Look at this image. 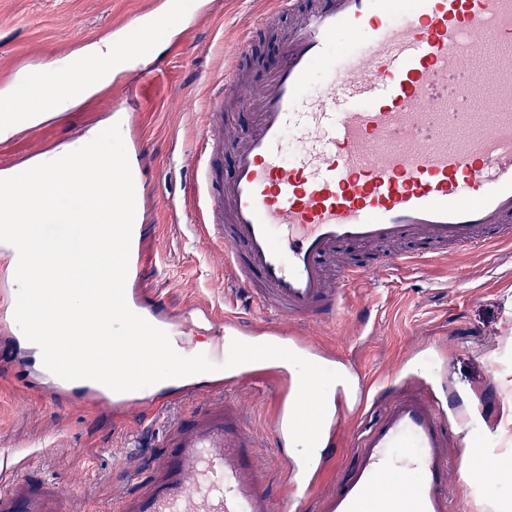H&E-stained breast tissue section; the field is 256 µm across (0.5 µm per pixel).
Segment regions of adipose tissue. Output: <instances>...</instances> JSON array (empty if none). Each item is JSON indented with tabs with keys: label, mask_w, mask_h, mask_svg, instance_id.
<instances>
[{
	"label": "adipose tissue",
	"mask_w": 512,
	"mask_h": 512,
	"mask_svg": "<svg viewBox=\"0 0 512 512\" xmlns=\"http://www.w3.org/2000/svg\"><path fill=\"white\" fill-rule=\"evenodd\" d=\"M88 55L100 62L93 73L76 72L59 79L52 72L43 70L33 74L30 89L36 96L51 99L64 109L102 92L115 79L120 64L125 61L124 53L106 39L92 46Z\"/></svg>",
	"instance_id": "obj_1"
}]
</instances>
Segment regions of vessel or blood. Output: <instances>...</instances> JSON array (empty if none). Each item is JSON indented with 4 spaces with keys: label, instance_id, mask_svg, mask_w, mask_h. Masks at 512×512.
I'll use <instances>...</instances> for the list:
<instances>
[{
    "label": "vessel or blood",
    "instance_id": "1",
    "mask_svg": "<svg viewBox=\"0 0 512 512\" xmlns=\"http://www.w3.org/2000/svg\"><path fill=\"white\" fill-rule=\"evenodd\" d=\"M294 15L282 43V63L254 90L250 129L224 135V103L236 93L248 40L231 50L223 97L207 114L198 159L210 234L223 245L224 269L258 309L262 323L243 325L211 306L181 311L148 298L155 264L135 217L125 297L129 308L167 332L190 355L189 319L240 335L250 344L286 347L322 366L332 354L287 334L281 320L335 319L348 290L366 274L347 266L329 277L327 257L344 246L405 244L389 265L413 262L418 251L485 250L512 243V0H274ZM164 5L144 13L116 38L130 57L148 54L147 33L163 35ZM137 90L127 87L113 120L129 159L142 153L133 129ZM486 102L484 112L472 111ZM231 151L234 171L221 179L216 158ZM18 253L0 250V343L8 370L33 365L32 379L52 396L96 408L116 421L133 407L155 414L196 397L274 378L281 386L271 434L292 442L290 418L299 375L276 359L243 364L236 375L216 371L115 392L91 380L50 372L42 352L14 317ZM465 419L427 392L401 387L375 421L357 432L353 465L324 498L323 512H449L448 448ZM342 418L326 400L319 447L333 446ZM170 453L152 488L118 512H262L263 476L255 466L261 442L237 406L224 402L171 424ZM322 472L317 462L287 459L284 474L302 499ZM58 484L0 491V512H68Z\"/></svg>",
    "mask_w": 512,
    "mask_h": 512
}]
</instances>
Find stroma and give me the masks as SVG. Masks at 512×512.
Wrapping results in <instances>:
<instances>
[{
    "label": "stroma",
    "instance_id": "1",
    "mask_svg": "<svg viewBox=\"0 0 512 512\" xmlns=\"http://www.w3.org/2000/svg\"><path fill=\"white\" fill-rule=\"evenodd\" d=\"M153 0H0V96L25 71L54 69L59 57L76 54L115 27L151 7ZM169 39L155 45L143 67L102 94L62 112L47 125L0 141V161L20 166L56 152L79 134L100 133L112 124V103L128 83L140 97L137 132L146 148L139 173L148 242L158 264L148 286L173 309L193 304L225 307L251 323L256 311L235 299L224 272V252L198 233L195 159L205 137L204 114L224 76L225 50L242 38L247 86L262 83L281 63L280 36L291 23L258 21L270 0H176ZM369 274L351 292L346 314L301 325L302 336L335 352V369L351 389L367 387L387 396L395 380L427 383L439 397L455 394L472 415L464 437L452 440L448 494L451 512H512V483L482 470L477 449L512 452V246L422 258L399 268L368 260ZM273 388L241 384L228 398L259 436L269 432ZM137 447L110 415L79 406L61 407L14 384L0 373V489L13 481H55L74 497V512H113L120 498L148 491L167 451L164 423L135 414ZM287 449L267 442L256 451L266 484L265 506L275 512L288 488L282 479ZM330 462L297 512H321L333 478L349 465V446L326 449ZM479 469L476 484L462 476L461 458Z\"/></svg>",
    "mask_w": 512,
    "mask_h": 512
}]
</instances>
